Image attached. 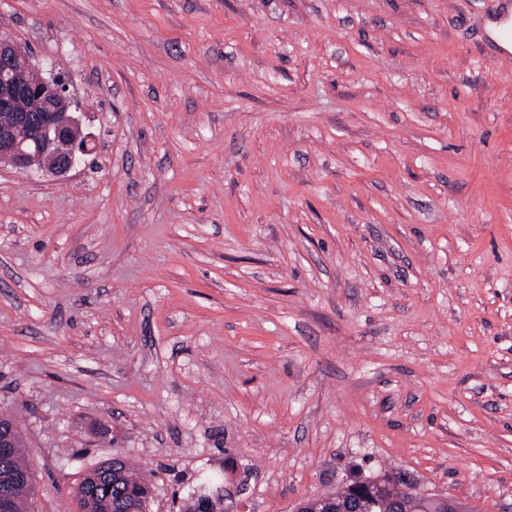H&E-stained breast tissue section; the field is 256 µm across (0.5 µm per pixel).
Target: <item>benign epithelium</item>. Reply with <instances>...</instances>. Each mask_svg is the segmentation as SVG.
Masks as SVG:
<instances>
[{"mask_svg":"<svg viewBox=\"0 0 512 512\" xmlns=\"http://www.w3.org/2000/svg\"><path fill=\"white\" fill-rule=\"evenodd\" d=\"M91 141L69 82L44 71L29 54L19 51L10 37L1 34L0 168L64 176L90 152ZM400 479L407 496L424 503H440L446 512H462L455 500L423 489L409 473L401 472ZM246 492L244 477L219 490L216 500L224 506V512H246Z\"/></svg>","mask_w":512,"mask_h":512,"instance_id":"1","label":"benign epithelium"}]
</instances>
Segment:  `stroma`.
<instances>
[{
	"label": "stroma",
	"mask_w": 512,
	"mask_h": 512,
	"mask_svg": "<svg viewBox=\"0 0 512 512\" xmlns=\"http://www.w3.org/2000/svg\"><path fill=\"white\" fill-rule=\"evenodd\" d=\"M500 0H0L94 150L0 170V413L34 512L119 455L147 512L350 471L512 512Z\"/></svg>",
	"instance_id": "stroma-1"
}]
</instances>
